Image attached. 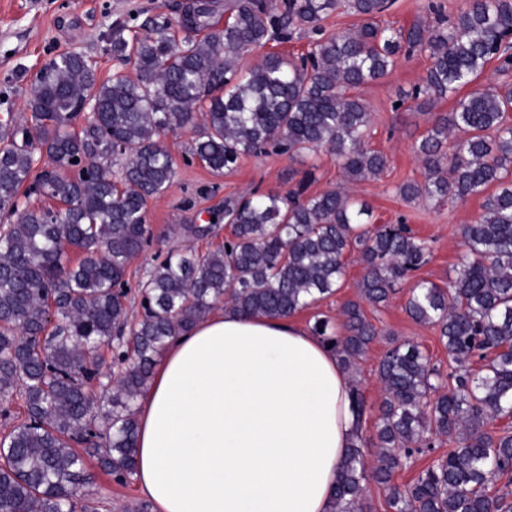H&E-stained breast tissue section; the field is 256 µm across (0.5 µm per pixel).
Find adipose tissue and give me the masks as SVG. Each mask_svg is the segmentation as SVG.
I'll use <instances>...</instances> for the list:
<instances>
[{"mask_svg":"<svg viewBox=\"0 0 512 512\" xmlns=\"http://www.w3.org/2000/svg\"><path fill=\"white\" fill-rule=\"evenodd\" d=\"M350 388L293 318L214 309L168 341L137 400L136 487L154 512H330Z\"/></svg>","mask_w":512,"mask_h":512,"instance_id":"adipose-tissue-1","label":"adipose tissue"}]
</instances>
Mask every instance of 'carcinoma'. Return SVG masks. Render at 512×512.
<instances>
[{
	"label": "carcinoma",
	"instance_id": "obj_1",
	"mask_svg": "<svg viewBox=\"0 0 512 512\" xmlns=\"http://www.w3.org/2000/svg\"><path fill=\"white\" fill-rule=\"evenodd\" d=\"M339 0H217L176 6L175 24L146 18L142 33L116 32L106 50L131 75L98 79L80 53L53 56L25 90L30 116L0 134V401L22 398L24 417L0 442V512H97L83 491L85 462L97 460L120 484L134 474L136 408L167 341L229 298L239 312L290 317L340 288L346 256L364 265L362 296L384 303L412 275L427 246L408 224L370 226L372 210L345 188L304 196L254 192L224 205L231 237L198 253L177 249L138 284L141 313L129 319L127 268L151 240L148 202L175 175L163 136L201 128L191 154L215 173L271 148L299 156L322 148L348 183L379 176L386 157L365 142L370 113L350 91L387 76L399 56L431 61L415 95L443 99L478 78L493 59L509 68L512 0H466L454 20L408 29L376 18L390 0H346L363 24L313 42L299 64L265 53L240 61L293 28L321 29ZM512 87L476 91L438 115L416 148L424 180L407 200L486 195L483 213L462 228L467 255L448 287L420 281L404 306L435 327L457 364L453 389L414 343L386 351L377 367L385 399L376 432L361 431L340 470L332 512H367V481L386 492L390 512H512L490 490L512 473V433L489 421L512 417ZM463 137L448 144V133ZM49 165L37 168L36 154ZM78 162H72V159ZM124 160L120 181L113 163ZM496 190L486 194L491 185ZM41 190L66 206L20 207ZM342 332L326 318L313 332L352 370L377 336L358 303L342 306ZM113 348L120 373L101 393L100 349ZM493 356L473 376L465 366ZM357 424L368 418L359 385ZM446 436L459 446L412 482L394 474Z\"/></svg>",
	"mask_w": 512,
	"mask_h": 512
}]
</instances>
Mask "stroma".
Segmentation results:
<instances>
[{
    "mask_svg": "<svg viewBox=\"0 0 512 512\" xmlns=\"http://www.w3.org/2000/svg\"><path fill=\"white\" fill-rule=\"evenodd\" d=\"M177 0H0V126L20 120L28 113L26 88L39 69L55 54L79 52L96 66L99 79L111 76L117 63L103 51L104 39L113 29L124 36L138 32L150 16L173 17ZM359 16L338 9L325 18L321 33L296 31L288 41L270 42L266 50L297 61L311 49L316 36L349 33L361 25ZM430 61L416 55L398 59L390 73L378 82L358 88L370 114L368 143L387 158L380 177L354 184L355 198L369 204L373 225L407 222L417 236L428 241L430 252L412 278L395 286L388 301L380 306L362 303L365 317L376 325L378 335L358 363L357 378L371 414H378L384 390L376 368L384 353L396 343L419 345L439 366L450 373L448 353L439 340L437 329L413 322L404 304L414 283L419 280L447 287L456 276L464 253L461 228L478 220L483 200L472 197L441 205L407 202L399 188L410 181L422 180L424 169L416 146L430 127L434 116L449 112L456 105V95L438 101L414 97ZM194 137L191 129L166 134L175 161V177L159 198L148 208V222L154 238L128 267L130 283L147 279L151 270L166 259L171 248L191 246L206 251L222 247L231 235L224 222L225 201L251 192L288 194L306 183L308 194H318L337 187L342 171L334 156L326 151L289 157L285 154L258 153L245 156L233 171L217 175L189 153ZM212 225L204 238L194 236V225ZM363 267L357 256L346 261L345 275L335 295L298 313V320L313 326L316 319H336L347 301L360 300ZM85 490L96 501L99 512H134L144 506L134 483L119 484L101 470L95 460H88Z\"/></svg>",
    "mask_w": 512,
    "mask_h": 512,
    "instance_id": "stroma-1",
    "label": "stroma"
}]
</instances>
